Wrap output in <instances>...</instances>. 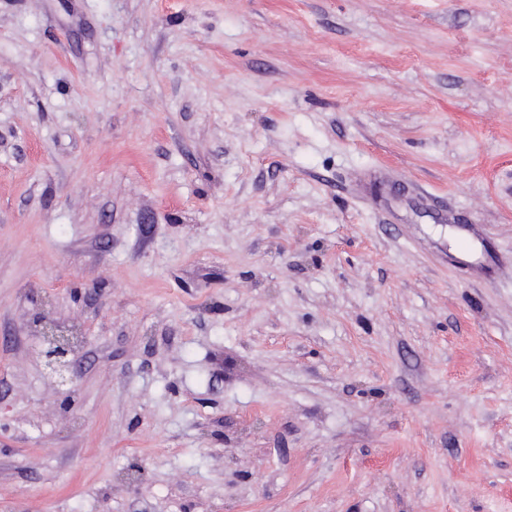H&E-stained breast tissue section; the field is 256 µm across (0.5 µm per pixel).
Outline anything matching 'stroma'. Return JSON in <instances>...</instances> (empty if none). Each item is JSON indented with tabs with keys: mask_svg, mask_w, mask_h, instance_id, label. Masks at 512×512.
I'll return each instance as SVG.
<instances>
[{
	"mask_svg": "<svg viewBox=\"0 0 512 512\" xmlns=\"http://www.w3.org/2000/svg\"><path fill=\"white\" fill-rule=\"evenodd\" d=\"M0 512H512V0H0ZM36 332L42 344V356L45 366L50 374L56 377L62 385L70 384L75 387L76 377L72 372L70 342L65 336L61 326L47 315H42L37 320Z\"/></svg>",
	"mask_w": 512,
	"mask_h": 512,
	"instance_id": "1",
	"label": "stroma"
}]
</instances>
